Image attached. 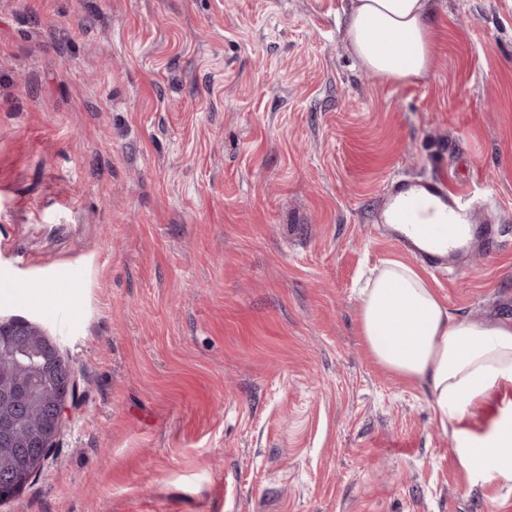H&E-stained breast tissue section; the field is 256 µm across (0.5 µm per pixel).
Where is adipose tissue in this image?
Masks as SVG:
<instances>
[{
  "label": "adipose tissue",
  "instance_id": "1",
  "mask_svg": "<svg viewBox=\"0 0 512 512\" xmlns=\"http://www.w3.org/2000/svg\"><path fill=\"white\" fill-rule=\"evenodd\" d=\"M433 34L428 0L350 2L346 41L382 80L426 78ZM360 335L386 370L427 390L464 470L512 480V456L503 454L512 449V400L483 431L467 425L496 390L512 386V324L455 318L414 265L389 260L361 291Z\"/></svg>",
  "mask_w": 512,
  "mask_h": 512
}]
</instances>
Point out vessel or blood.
Masks as SVG:
<instances>
[{
	"mask_svg": "<svg viewBox=\"0 0 512 512\" xmlns=\"http://www.w3.org/2000/svg\"><path fill=\"white\" fill-rule=\"evenodd\" d=\"M409 182L398 183L392 190L391 199L399 203V224L393 232L394 242L403 249L419 256L430 266L437 267L447 261L449 256L464 251L470 238L485 237L496 241L498 227L494 224H459L448 229L444 224H423L416 217L422 210L427 197L439 198L449 209H456L459 198L449 196L435 182L424 183L423 193L409 191Z\"/></svg>",
	"mask_w": 512,
	"mask_h": 512,
	"instance_id": "1",
	"label": "vessel or blood"
}]
</instances>
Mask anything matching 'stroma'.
I'll use <instances>...</instances> for the list:
<instances>
[{"label":"stroma","instance_id":"stroma-1","mask_svg":"<svg viewBox=\"0 0 512 512\" xmlns=\"http://www.w3.org/2000/svg\"><path fill=\"white\" fill-rule=\"evenodd\" d=\"M347 0H0V321L74 369L69 426L0 512H512L428 392L358 336L416 263L388 186L505 227L422 275L512 322V0H431V72L382 81Z\"/></svg>","mask_w":512,"mask_h":512}]
</instances>
